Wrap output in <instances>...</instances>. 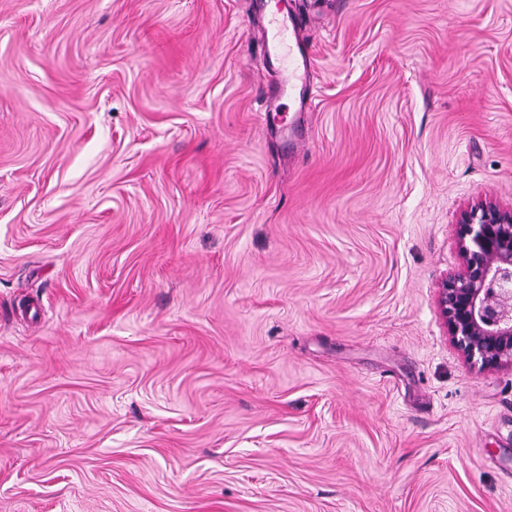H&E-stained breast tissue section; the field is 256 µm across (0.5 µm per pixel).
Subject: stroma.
<instances>
[{"label": "stroma", "instance_id": "stroma-1", "mask_svg": "<svg viewBox=\"0 0 512 512\" xmlns=\"http://www.w3.org/2000/svg\"><path fill=\"white\" fill-rule=\"evenodd\" d=\"M0 0V512H512L452 345L512 208V0ZM267 48L273 53L278 50L280 57L288 56V66L285 67L287 75L282 83L283 92H288V97L292 98L294 112H308L312 94L310 85L307 83L311 55L304 44L298 40L294 29L291 34L288 30V41L286 32L280 29L273 33Z\"/></svg>", "mask_w": 512, "mask_h": 512}]
</instances>
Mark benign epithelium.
Instances as JSON below:
<instances>
[{"instance_id":"benign-epithelium-1","label":"benign epithelium","mask_w":512,"mask_h":512,"mask_svg":"<svg viewBox=\"0 0 512 512\" xmlns=\"http://www.w3.org/2000/svg\"><path fill=\"white\" fill-rule=\"evenodd\" d=\"M459 270L437 288L451 341L481 370L512 364V208L480 200L457 219Z\"/></svg>"}]
</instances>
